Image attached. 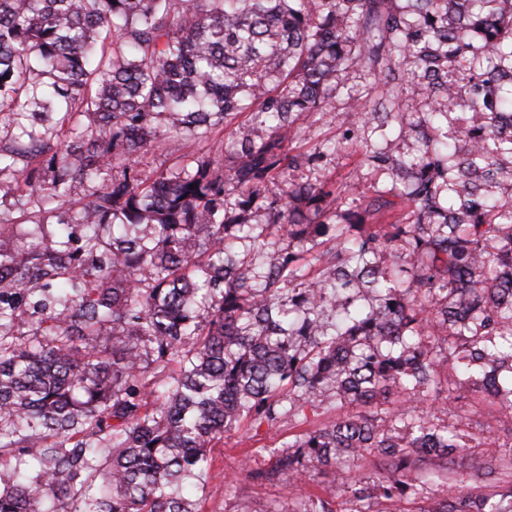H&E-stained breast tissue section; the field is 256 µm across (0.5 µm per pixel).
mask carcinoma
<instances>
[{"label": "carcinoma", "mask_w": 512, "mask_h": 512, "mask_svg": "<svg viewBox=\"0 0 512 512\" xmlns=\"http://www.w3.org/2000/svg\"><path fill=\"white\" fill-rule=\"evenodd\" d=\"M348 69L381 88L352 104L351 127L415 145L370 155L407 203L375 226L366 216L392 207L381 195L281 181L321 156L290 154L308 140L295 123ZM5 111L0 173L49 207L0 215V512H43L49 497L52 512H199L196 480L224 433L304 425V406L326 404L370 411L304 429L267 467L245 459L248 476L302 482L367 454L389 468L348 484L385 512H512V445L468 431L481 406L439 399L446 365L512 436V0H0ZM242 112L230 169L220 141L144 174L162 122L207 140ZM116 167L75 200L74 182ZM263 236L297 250L259 263L235 250ZM415 395L432 403L390 401ZM469 450L501 477L489 468L474 494L442 469L448 498L406 508L418 462Z\"/></svg>", "instance_id": "carcinoma-1"}]
</instances>
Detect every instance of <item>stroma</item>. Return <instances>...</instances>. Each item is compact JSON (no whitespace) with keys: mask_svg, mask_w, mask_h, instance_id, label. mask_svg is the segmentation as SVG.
<instances>
[{"mask_svg":"<svg viewBox=\"0 0 512 512\" xmlns=\"http://www.w3.org/2000/svg\"><path fill=\"white\" fill-rule=\"evenodd\" d=\"M374 96L370 76L361 71L347 70L339 75L336 93L329 105L323 111L304 114L299 124L308 128L317 139L337 140L350 125V100L370 101ZM371 145L395 154L407 150L406 144L392 134L377 131L369 134L367 144L353 150L339 148L327 151L313 169L291 168L285 176L299 180L325 175L339 181L355 182L367 195H374L387 190L389 184L366 161V150ZM296 432L295 422L286 418L272 428L245 420L226 432L223 442L210 453L212 468L197 494L201 512H300L304 501L315 496L333 499L336 512H353L355 505L350 498L346 477L354 474L372 480L377 471L373 457L344 459L326 473L301 484L285 478L272 483H258L248 478L241 466L243 457L267 463L270 450Z\"/></svg>","mask_w":512,"mask_h":512,"instance_id":"35a3bbf8","label":"stroma"}]
</instances>
